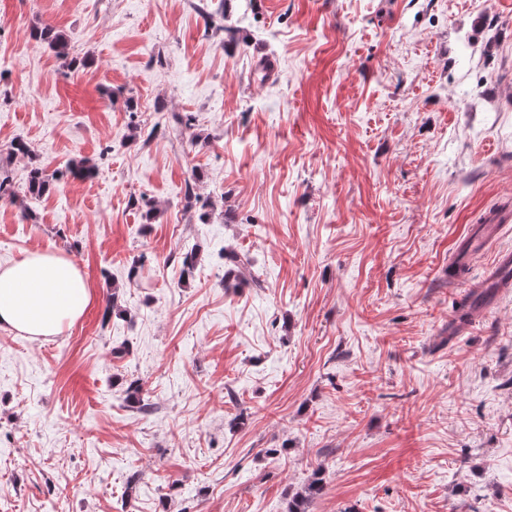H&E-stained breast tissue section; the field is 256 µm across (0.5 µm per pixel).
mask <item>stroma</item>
<instances>
[{"instance_id": "obj_1", "label": "stroma", "mask_w": 512, "mask_h": 512, "mask_svg": "<svg viewBox=\"0 0 512 512\" xmlns=\"http://www.w3.org/2000/svg\"><path fill=\"white\" fill-rule=\"evenodd\" d=\"M0 169L90 290L0 330V512H512V0H0ZM35 37L44 44L54 56L67 66L76 64V59L70 58V44L67 36L55 27L45 25L36 31ZM54 179V174H48L46 169L40 166H35L30 170L28 184L26 187V196L32 198L42 197L49 189L51 181ZM323 491L321 479L315 478L299 492H296L288 502V512H305L304 505L309 500L315 498Z\"/></svg>"}]
</instances>
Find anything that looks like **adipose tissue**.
I'll use <instances>...</instances> for the list:
<instances>
[{"instance_id": "1", "label": "adipose tissue", "mask_w": 512, "mask_h": 512, "mask_svg": "<svg viewBox=\"0 0 512 512\" xmlns=\"http://www.w3.org/2000/svg\"><path fill=\"white\" fill-rule=\"evenodd\" d=\"M87 285L67 258L32 250L0 265V329L26 336L61 334L84 311Z\"/></svg>"}]
</instances>
